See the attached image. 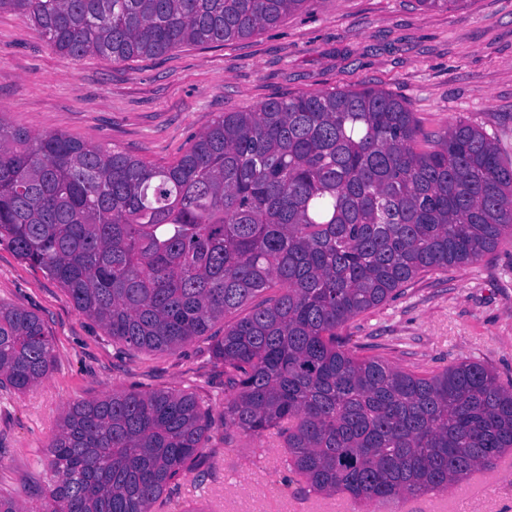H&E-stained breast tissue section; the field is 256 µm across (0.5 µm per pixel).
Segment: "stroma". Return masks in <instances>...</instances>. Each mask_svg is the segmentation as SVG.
<instances>
[{
  "label": "stroma",
  "mask_w": 512,
  "mask_h": 512,
  "mask_svg": "<svg viewBox=\"0 0 512 512\" xmlns=\"http://www.w3.org/2000/svg\"><path fill=\"white\" fill-rule=\"evenodd\" d=\"M409 103L425 131L467 121L512 157V0L430 11L417 0H309L259 34L158 56L74 61L14 11L0 12V115L31 134L64 133L144 163H176L220 115L276 97L347 86ZM0 303L37 314L54 362L37 387L0 391V488L27 504L52 483L46 452L64 409L112 392L169 389L224 409V371L207 340L173 352L133 350L85 317L62 286L0 243ZM346 349L418 375L462 361L512 385V235L474 264L418 274L345 325ZM266 441L215 427L205 459L171 494L169 512H512V472L481 488L461 480L368 506L325 498L262 458Z\"/></svg>",
  "instance_id": "obj_1"
}]
</instances>
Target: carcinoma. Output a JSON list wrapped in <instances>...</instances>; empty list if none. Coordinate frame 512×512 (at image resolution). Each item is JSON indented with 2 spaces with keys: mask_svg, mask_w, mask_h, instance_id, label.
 <instances>
[{
  "mask_svg": "<svg viewBox=\"0 0 512 512\" xmlns=\"http://www.w3.org/2000/svg\"><path fill=\"white\" fill-rule=\"evenodd\" d=\"M309 0H0L72 60L114 61L260 33ZM512 234V158L459 121L432 136L367 88L227 112L149 166L0 115V243L48 272L112 341L210 342L224 412L192 393L75 402L48 445L57 480L0 512H165L220 424L274 430L310 491L370 504L440 491L512 451V388L476 362L419 377L343 349L339 330L420 272L473 264ZM224 334L212 329L245 303ZM54 362L35 314L0 304V390Z\"/></svg>",
  "mask_w": 512,
  "mask_h": 512,
  "instance_id": "carcinoma-1",
  "label": "carcinoma"
}]
</instances>
